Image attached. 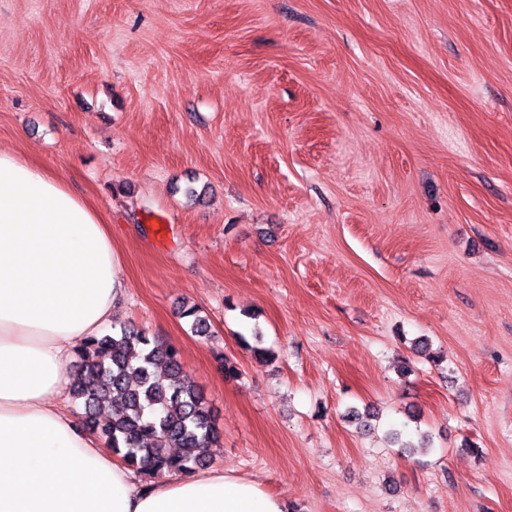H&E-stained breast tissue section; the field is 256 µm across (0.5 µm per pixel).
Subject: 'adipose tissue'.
Returning a JSON list of instances; mask_svg holds the SVG:
<instances>
[{"label":"adipose tissue","mask_w":512,"mask_h":512,"mask_svg":"<svg viewBox=\"0 0 512 512\" xmlns=\"http://www.w3.org/2000/svg\"><path fill=\"white\" fill-rule=\"evenodd\" d=\"M124 294L112 231L51 169L0 149V512H292L204 470L135 488L69 409L70 362Z\"/></svg>","instance_id":"1"}]
</instances>
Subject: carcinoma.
I'll use <instances>...</instances> for the list:
<instances>
[{
  "instance_id": "1",
  "label": "carcinoma",
  "mask_w": 512,
  "mask_h": 512,
  "mask_svg": "<svg viewBox=\"0 0 512 512\" xmlns=\"http://www.w3.org/2000/svg\"><path fill=\"white\" fill-rule=\"evenodd\" d=\"M181 315L191 319L195 335H211L197 307ZM76 355L71 390L84 407L86 427L128 467L148 481L207 464L220 433L175 346L122 326L85 340Z\"/></svg>"
}]
</instances>
